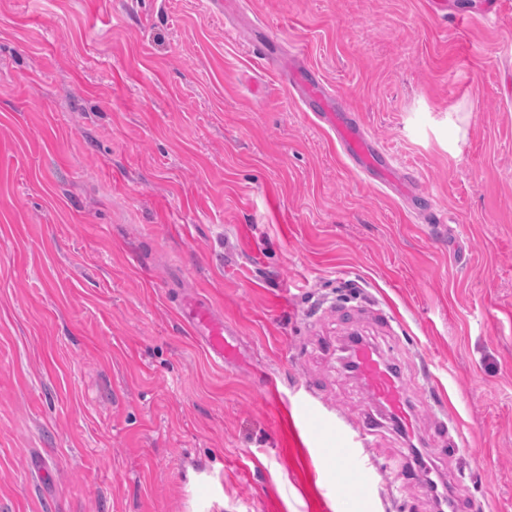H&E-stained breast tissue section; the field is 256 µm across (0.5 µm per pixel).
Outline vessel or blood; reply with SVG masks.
<instances>
[{"instance_id":"1","label":"vessel or blood","mask_w":512,"mask_h":512,"mask_svg":"<svg viewBox=\"0 0 512 512\" xmlns=\"http://www.w3.org/2000/svg\"><path fill=\"white\" fill-rule=\"evenodd\" d=\"M285 81L289 90L296 92L304 103L316 104L317 119L335 132L345 156L356 171L370 175L379 169L383 172V181H392L394 171L390 159L368 138L359 117L339 103L315 74L308 72L303 62H295L289 67ZM185 313L198 334L204 336L212 356L224 359L229 347L223 322L215 319L208 307L194 302L186 306ZM347 359L373 401L390 415L401 433L412 435V390L404 375L377 348L363 341L349 342ZM333 453L335 465L330 475L345 483L344 508L346 512H353L368 492L370 472L365 466L352 465L353 452L344 433H337Z\"/></svg>"}]
</instances>
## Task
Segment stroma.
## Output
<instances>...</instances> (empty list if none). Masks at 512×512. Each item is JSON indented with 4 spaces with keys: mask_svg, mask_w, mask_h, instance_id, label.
Instances as JSON below:
<instances>
[{
    "mask_svg": "<svg viewBox=\"0 0 512 512\" xmlns=\"http://www.w3.org/2000/svg\"><path fill=\"white\" fill-rule=\"evenodd\" d=\"M353 331L416 384L414 440L356 446L358 512H438L411 444L447 512H512V0H0V512H338L309 418L377 414ZM289 90L296 92L301 100L310 107L320 121L324 122L333 132L353 168L363 175H373L381 163L383 176L376 181L392 182L393 165L391 157L386 158L383 150L368 138L359 117L326 89L324 84L308 72L302 61H296L288 68L284 78ZM311 103L317 109L311 108ZM188 320L196 328L200 336H204L206 345L215 359L224 362L225 353L231 349L226 345L224 334L228 329L224 322L213 317L208 307L191 302L185 308Z\"/></svg>",
    "mask_w": 512,
    "mask_h": 512,
    "instance_id": "1",
    "label": "stroma"
}]
</instances>
